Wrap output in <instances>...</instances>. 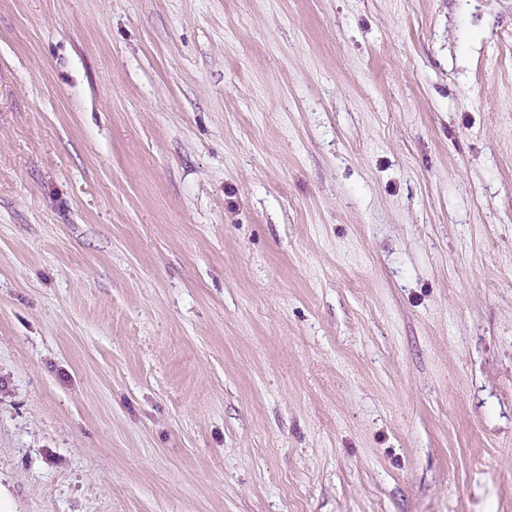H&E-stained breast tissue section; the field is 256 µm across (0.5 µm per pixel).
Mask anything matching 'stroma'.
Returning <instances> with one entry per match:
<instances>
[{"label": "stroma", "mask_w": 512, "mask_h": 512, "mask_svg": "<svg viewBox=\"0 0 512 512\" xmlns=\"http://www.w3.org/2000/svg\"><path fill=\"white\" fill-rule=\"evenodd\" d=\"M20 512H512V0H0Z\"/></svg>", "instance_id": "obj_1"}]
</instances>
